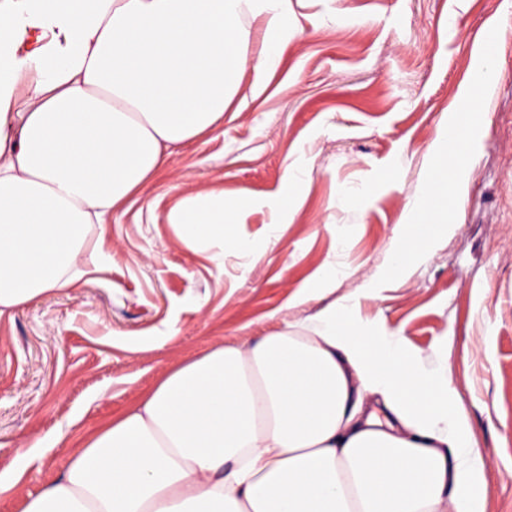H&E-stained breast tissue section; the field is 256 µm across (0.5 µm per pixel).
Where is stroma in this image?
<instances>
[{
  "mask_svg": "<svg viewBox=\"0 0 512 512\" xmlns=\"http://www.w3.org/2000/svg\"><path fill=\"white\" fill-rule=\"evenodd\" d=\"M293 7L297 32L274 70L245 72L240 110L175 150L105 224L104 267L0 320V472H22L0 512H21L84 437L174 368L333 304L382 317L451 376L485 459L486 510L512 512V0ZM489 24L490 58L479 43ZM488 62L496 79L465 129L467 194L450 225L429 230L426 256L391 274L432 145L468 110L462 91ZM289 171L296 208L279 225ZM216 186L226 203L253 201L246 250L220 261L167 220Z\"/></svg>",
  "mask_w": 512,
  "mask_h": 512,
  "instance_id": "1",
  "label": "stroma"
}]
</instances>
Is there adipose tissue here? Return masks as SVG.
Returning <instances> with one entry per match:
<instances>
[{
    "label": "adipose tissue",
    "mask_w": 512,
    "mask_h": 512,
    "mask_svg": "<svg viewBox=\"0 0 512 512\" xmlns=\"http://www.w3.org/2000/svg\"><path fill=\"white\" fill-rule=\"evenodd\" d=\"M292 0H18L0 11V319L78 287L93 226L271 71ZM265 41L249 55L244 15ZM58 30L19 53L27 26ZM414 220L447 223L465 152L432 148ZM250 199L188 195L168 222L220 252ZM484 458L449 378L381 320L328 306L168 373L88 437L23 512H485Z\"/></svg>",
    "instance_id": "ef3b65f1"
}]
</instances>
